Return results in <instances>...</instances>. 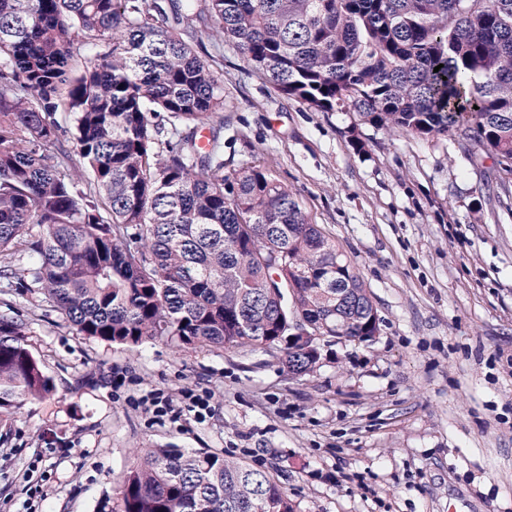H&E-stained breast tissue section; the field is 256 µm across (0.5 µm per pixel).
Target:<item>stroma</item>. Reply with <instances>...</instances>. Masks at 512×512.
<instances>
[{"label": "stroma", "instance_id": "1", "mask_svg": "<svg viewBox=\"0 0 512 512\" xmlns=\"http://www.w3.org/2000/svg\"><path fill=\"white\" fill-rule=\"evenodd\" d=\"M224 155L272 170L356 268L375 342L294 377L262 353L119 349L16 299L50 398L0 420V512H115L140 448L202 449L268 473L296 512H512V199L479 145L392 136L286 97L225 47ZM210 394L204 421L143 402Z\"/></svg>", "mask_w": 512, "mask_h": 512}]
</instances>
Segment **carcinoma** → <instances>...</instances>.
Wrapping results in <instances>:
<instances>
[{"label": "carcinoma", "mask_w": 512, "mask_h": 512, "mask_svg": "<svg viewBox=\"0 0 512 512\" xmlns=\"http://www.w3.org/2000/svg\"><path fill=\"white\" fill-rule=\"evenodd\" d=\"M227 43L280 93L348 104L389 133L512 160V0H0V294H37L79 335L243 356L370 332L372 305L336 243L269 168L224 173ZM95 61L78 69L81 47ZM439 71H434L436 66ZM0 315V415L55 390ZM118 512H295L264 471L144 448Z\"/></svg>", "instance_id": "carcinoma-1"}]
</instances>
